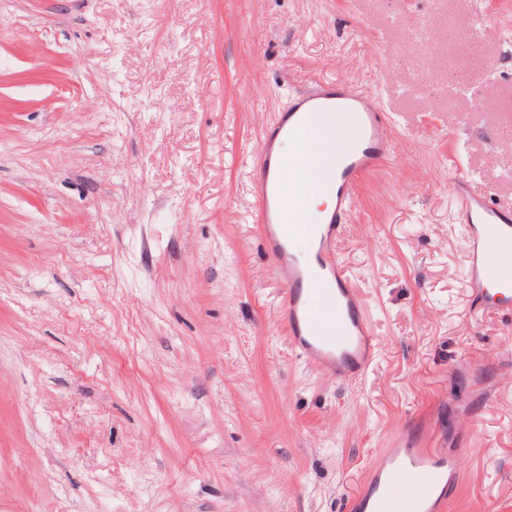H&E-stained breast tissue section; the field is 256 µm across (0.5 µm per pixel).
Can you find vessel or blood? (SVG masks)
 I'll return each instance as SVG.
<instances>
[{
  "instance_id": "obj_1",
  "label": "vessel or blood",
  "mask_w": 512,
  "mask_h": 512,
  "mask_svg": "<svg viewBox=\"0 0 512 512\" xmlns=\"http://www.w3.org/2000/svg\"><path fill=\"white\" fill-rule=\"evenodd\" d=\"M310 145L316 174L334 207L313 224H298L287 207L289 181L303 172L284 145ZM394 120L368 92L340 81L311 80L295 92L287 110L264 127L249 179L252 222L276 278L286 289L280 312L295 354L339 379L361 376L371 366L378 340L361 294L339 258L337 245L353 213L361 180L391 164ZM451 187L465 230L470 303L487 313L489 295L512 307V204L497 203L463 175ZM453 458L420 448L388 455L351 512H443L455 476Z\"/></svg>"
}]
</instances>
